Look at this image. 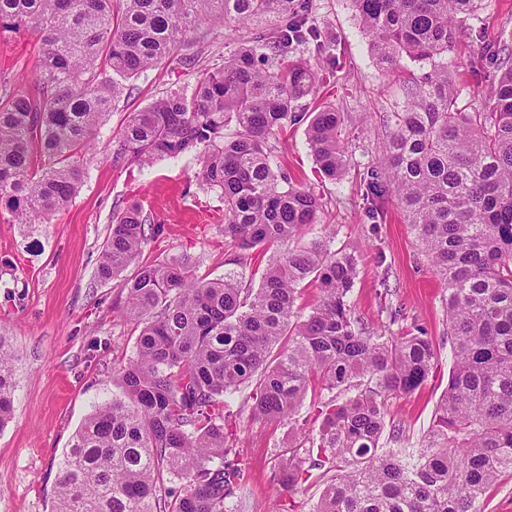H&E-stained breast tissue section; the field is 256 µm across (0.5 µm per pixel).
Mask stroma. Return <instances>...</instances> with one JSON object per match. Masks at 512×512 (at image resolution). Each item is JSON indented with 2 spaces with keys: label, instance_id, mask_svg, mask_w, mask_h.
Listing matches in <instances>:
<instances>
[{
  "label": "stroma",
  "instance_id": "stroma-1",
  "mask_svg": "<svg viewBox=\"0 0 512 512\" xmlns=\"http://www.w3.org/2000/svg\"><path fill=\"white\" fill-rule=\"evenodd\" d=\"M312 16L335 43L341 67L337 83L321 85L302 99V110L311 114L332 103L352 116L345 136L353 160L342 179L317 177L302 122L280 136L279 162L293 179L314 187L325 203L302 241L319 237L322 226L332 224L337 242L363 247L352 292L356 317L377 330L388 324V308L402 309L434 344V378L411 395L391 400L388 408L389 418L403 425L414 445L433 420L452 368L443 289L396 202L387 204L381 219L369 218L363 182L381 154L387 115L403 105L404 82L427 67L406 58L394 67L380 65L352 0H312ZM457 28V103L470 110L479 106L490 82L488 69L473 70V61L498 43H512V0H480L476 11L458 17ZM185 40L200 51L199 64L207 68L222 65L233 47L220 30L201 28ZM35 44V35L26 29L0 33V78L35 84ZM195 80L193 69L174 65L135 79L133 92L120 98L101 129L72 204L47 224L0 223V333L16 353L13 413L0 428V512H53L59 464L75 432L95 406L121 393L113 369L133 356L137 334L115 311L124 299L119 280L103 282L96 276L114 204L140 202L161 224L143 259L187 260L198 276L224 275V204L217 192L200 185V158H165L145 170L116 168L111 160L112 139L128 113L166 89ZM245 398L240 392L233 402L241 438L237 449L249 463L235 512H284L288 507L311 512L325 479L316 470L301 489L278 485V454L298 445V436L290 424L254 419Z\"/></svg>",
  "mask_w": 512,
  "mask_h": 512
}]
</instances>
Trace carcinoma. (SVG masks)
<instances>
[{"label": "carcinoma", "mask_w": 512, "mask_h": 512, "mask_svg": "<svg viewBox=\"0 0 512 512\" xmlns=\"http://www.w3.org/2000/svg\"><path fill=\"white\" fill-rule=\"evenodd\" d=\"M475 2L352 0L379 62L430 66L404 88L383 157L364 178L370 216L395 198L445 290L448 391L406 455L380 443L402 435L386 424L388 404L433 376L432 341L415 322L394 336L354 316L360 252L336 247L334 225L295 244L323 205L275 162L272 140L305 117L299 101L336 78V45L306 0H0V31L37 36L39 80L0 90V203L19 224L72 203L132 80L176 58L196 65L198 55L180 54L187 32H251L191 89L129 113L115 138L114 166L203 159L198 180L224 202L228 269L207 280L186 262L143 263L160 225L138 203L113 215L97 278L135 267L117 311L139 334L119 371L123 396L89 415L61 462L55 512H231L226 500L248 467L229 444L228 398L250 385L257 419L295 424L305 400L317 407L318 431L282 449L277 465L287 490L314 469L331 474L314 512H482L486 491L512 472V45L490 55L497 76L483 110L459 108L453 19ZM306 45L321 67L288 57ZM344 121L328 103L307 126L330 180L349 165ZM309 283L320 295L304 318L295 303ZM14 388L15 353L0 336V428ZM323 390L336 392L333 405ZM165 474L174 486L163 490Z\"/></svg>", "instance_id": "carcinoma-1"}]
</instances>
